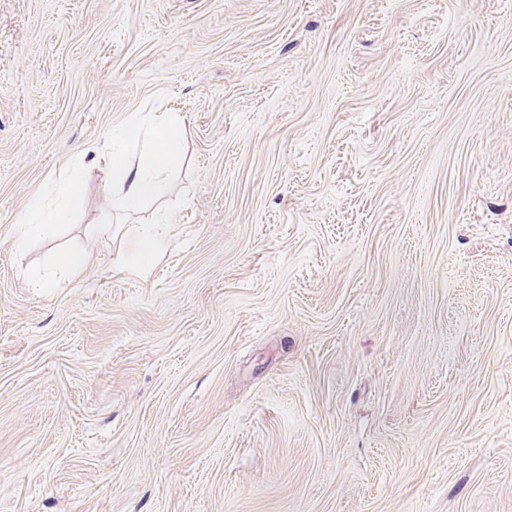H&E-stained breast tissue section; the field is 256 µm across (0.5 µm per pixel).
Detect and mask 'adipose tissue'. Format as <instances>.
Here are the masks:
<instances>
[{
    "label": "adipose tissue",
    "mask_w": 512,
    "mask_h": 512,
    "mask_svg": "<svg viewBox=\"0 0 512 512\" xmlns=\"http://www.w3.org/2000/svg\"><path fill=\"white\" fill-rule=\"evenodd\" d=\"M186 127L182 119L157 115L149 134H142L138 121L132 120L120 128L119 143L113 146L108 163L112 170L109 191L112 206L124 213L137 212L149 200L162 199L166 192V176L181 160ZM141 139L139 152L128 153L125 142ZM84 204L81 177L68 179L60 201L41 200L30 206L20 217L17 245H25L29 236L46 235L79 211ZM174 223L172 215L158 213L153 227L137 234L131 253L118 255V267L140 271L150 266L167 242L166 234ZM115 225L106 222L92 225L84 246L61 252L54 260L56 271L65 278L78 277L104 250L112 246Z\"/></svg>",
    "instance_id": "obj_1"
}]
</instances>
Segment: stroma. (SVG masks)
I'll return each instance as SVG.
<instances>
[{"instance_id":"obj_1","label":"stroma","mask_w":512,"mask_h":512,"mask_svg":"<svg viewBox=\"0 0 512 512\" xmlns=\"http://www.w3.org/2000/svg\"><path fill=\"white\" fill-rule=\"evenodd\" d=\"M146 112L167 247L29 288ZM0 512H512V0H0ZM67 186L63 198L59 202H48L44 199L30 206L20 217L19 234L16 244L23 247L30 235H46L53 229L67 222L68 218L79 211L84 204L82 177L66 179Z\"/></svg>"}]
</instances>
